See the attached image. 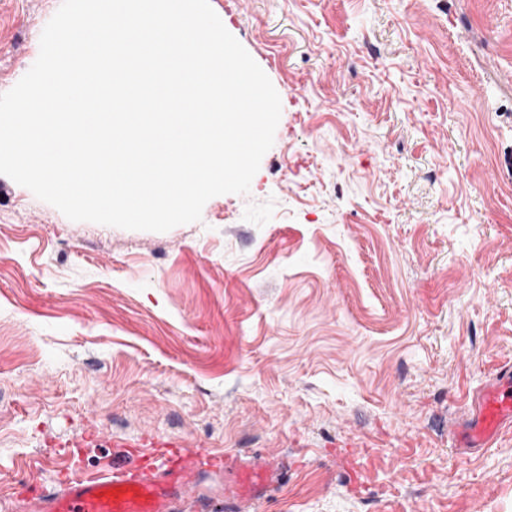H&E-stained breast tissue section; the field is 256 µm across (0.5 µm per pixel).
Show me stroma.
<instances>
[{
	"instance_id": "35a3bbf8",
	"label": "stroma",
	"mask_w": 512,
	"mask_h": 512,
	"mask_svg": "<svg viewBox=\"0 0 512 512\" xmlns=\"http://www.w3.org/2000/svg\"><path fill=\"white\" fill-rule=\"evenodd\" d=\"M62 0H0V93ZM280 95L245 195L166 232L0 175V512L165 442L246 512H512V0H210ZM483 388L475 408V422L465 431L459 447L489 448L499 429L512 424V372L509 366ZM277 471L278 463L275 461L262 465L250 461L240 462L224 488V510L243 511L245 509H242L241 504L251 506L254 502L264 499L266 492L276 480Z\"/></svg>"
}]
</instances>
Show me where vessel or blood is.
I'll use <instances>...</instances> for the list:
<instances>
[{
	"instance_id": "1",
	"label": "vessel or blood",
	"mask_w": 512,
	"mask_h": 512,
	"mask_svg": "<svg viewBox=\"0 0 512 512\" xmlns=\"http://www.w3.org/2000/svg\"><path fill=\"white\" fill-rule=\"evenodd\" d=\"M512 424V372L498 373L483 388L475 421L465 431L464 449L490 447L499 429ZM278 465L239 463L224 488L226 512L263 499L275 482ZM196 479L191 467L145 469L113 464L93 477L68 478L58 492L24 506V512H182L188 489Z\"/></svg>"
}]
</instances>
